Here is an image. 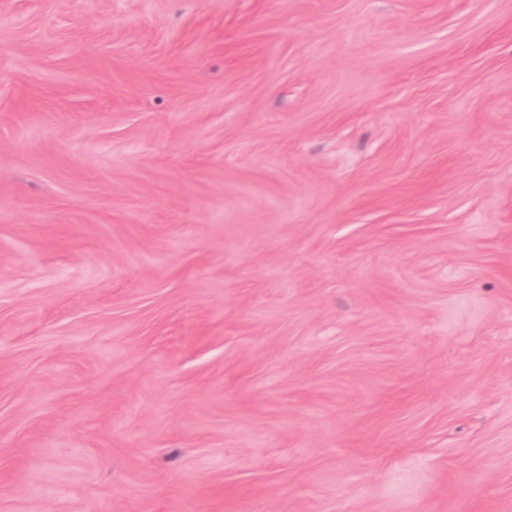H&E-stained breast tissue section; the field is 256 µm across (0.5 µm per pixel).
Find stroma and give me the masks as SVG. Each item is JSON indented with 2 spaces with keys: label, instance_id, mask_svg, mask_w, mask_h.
Here are the masks:
<instances>
[{
  "label": "stroma",
  "instance_id": "stroma-1",
  "mask_svg": "<svg viewBox=\"0 0 512 512\" xmlns=\"http://www.w3.org/2000/svg\"><path fill=\"white\" fill-rule=\"evenodd\" d=\"M0 512H512V0H0Z\"/></svg>",
  "mask_w": 512,
  "mask_h": 512
}]
</instances>
